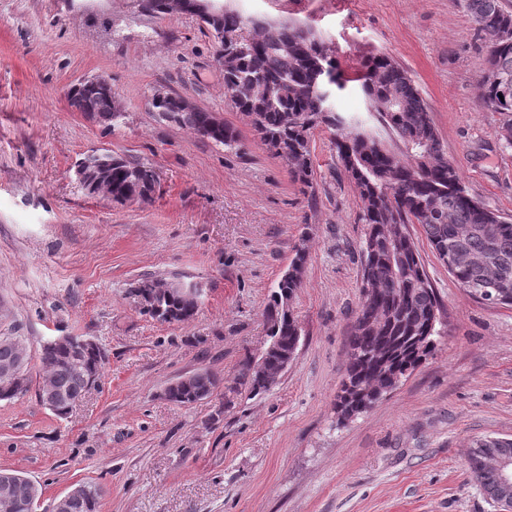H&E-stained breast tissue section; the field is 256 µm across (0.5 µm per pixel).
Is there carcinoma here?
<instances>
[{
    "instance_id": "1",
    "label": "carcinoma",
    "mask_w": 512,
    "mask_h": 512,
    "mask_svg": "<svg viewBox=\"0 0 512 512\" xmlns=\"http://www.w3.org/2000/svg\"><path fill=\"white\" fill-rule=\"evenodd\" d=\"M142 14L156 19L169 15L166 0H137ZM475 29L487 42L486 67H494L512 79V13L501 0H466ZM247 24L240 12L224 9L218 24L233 34ZM372 105L383 127L403 143L399 152L385 146L379 134L358 118H347L329 105L327 86L342 89L346 79L336 58L323 49L310 29L288 22L268 21L253 40L242 39L224 64V86L233 94L236 109L250 118L263 145L276 157L288 158L292 176L304 187L312 184L311 142L316 129L334 131L333 147L348 178L359 189L360 220L366 225L362 246L361 290L372 288L375 299L358 303L347 359V383L336 403L341 419L352 418L376 404L359 397L368 388L369 377L382 358L386 371L400 379L418 367L434 348L442 311L409 225L418 224L436 256L445 255L455 265L452 277L472 296L492 291L491 277L500 275L512 285V220L473 197L463 185L459 171L448 159L428 106L408 73L387 55L369 57L354 78ZM481 96L503 115L512 127V95L499 98L498 90L483 80ZM112 80L87 93L70 90L71 105L79 112L91 102L99 122L113 125ZM153 111L195 132L208 129L212 113L184 111L179 97L160 89L150 100ZM155 185L154 168L112 157V200L120 203L131 194L148 198ZM306 250H297L291 273L281 278L268 304V335L280 337V349H291L292 337L300 334L293 313L278 312L279 302L293 298L302 285ZM158 307L142 308L161 322L186 323L199 305L181 299H158ZM23 337L13 327L0 333V362L21 353ZM42 364L49 382L63 401L53 414L67 416L71 397L82 392L91 374H100L104 360L71 362L64 348H42ZM240 381L254 393L264 390L260 371L247 358L239 365ZM219 386L215 373L195 372L189 383L172 390V401L191 404L206 398ZM487 455L512 459V439L483 438L475 443L470 458L474 481L494 501L499 496V475L484 465ZM88 497L79 512H97L101 492L85 484Z\"/></svg>"
}]
</instances>
